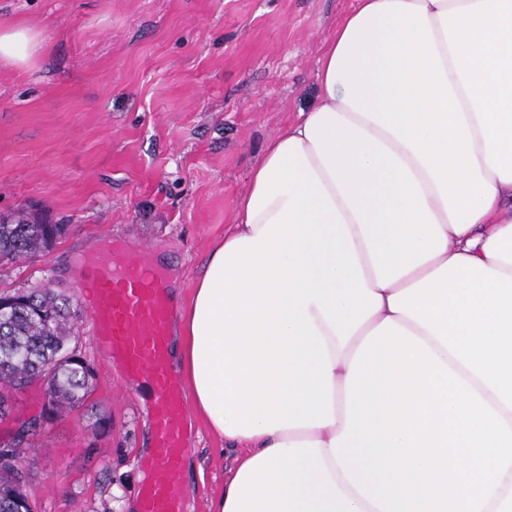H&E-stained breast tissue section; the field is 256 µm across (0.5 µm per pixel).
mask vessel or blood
<instances>
[{
	"mask_svg": "<svg viewBox=\"0 0 512 512\" xmlns=\"http://www.w3.org/2000/svg\"><path fill=\"white\" fill-rule=\"evenodd\" d=\"M104 264L83 275L86 322L106 359L129 388L150 383L154 451L142 459L141 512H183V459L188 451V399L171 363L176 304L153 245L105 240Z\"/></svg>",
	"mask_w": 512,
	"mask_h": 512,
	"instance_id": "obj_1",
	"label": "vessel or blood"
}]
</instances>
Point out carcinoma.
<instances>
[{
  "mask_svg": "<svg viewBox=\"0 0 512 512\" xmlns=\"http://www.w3.org/2000/svg\"><path fill=\"white\" fill-rule=\"evenodd\" d=\"M64 226L31 218L20 209L0 219V264L31 259L52 248ZM80 305L46 284L0 297V418L9 414L11 391L46 381L38 419L24 425L18 443L42 423L83 407L93 393V371L71 346ZM20 455L0 456V512H23L29 505Z\"/></svg>",
  "mask_w": 512,
  "mask_h": 512,
  "instance_id": "obj_1",
  "label": "carcinoma"
}]
</instances>
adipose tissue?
<instances>
[{"label": "adipose tissue", "mask_w": 512, "mask_h": 512, "mask_svg": "<svg viewBox=\"0 0 512 512\" xmlns=\"http://www.w3.org/2000/svg\"><path fill=\"white\" fill-rule=\"evenodd\" d=\"M44 48L0 23V64ZM317 106L272 137L175 325L231 458L209 512H380L331 451L392 320L512 426V0H357Z\"/></svg>", "instance_id": "1"}]
</instances>
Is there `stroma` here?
<instances>
[{"instance_id":"35a3bbf8","label":"stroma","mask_w":512,"mask_h":512,"mask_svg":"<svg viewBox=\"0 0 512 512\" xmlns=\"http://www.w3.org/2000/svg\"><path fill=\"white\" fill-rule=\"evenodd\" d=\"M356 0H0V22L42 33L26 69L0 66V213L65 227L48 252L0 266V294L80 293L78 261L102 238L164 251L187 304L268 140L316 101L326 37ZM92 409L44 424L21 459L35 512H130L152 450L150 402L128 391L86 324ZM17 391L0 447L38 415ZM110 426L98 431L93 413ZM184 461L185 512H208L224 452L199 417Z\"/></svg>"}]
</instances>
